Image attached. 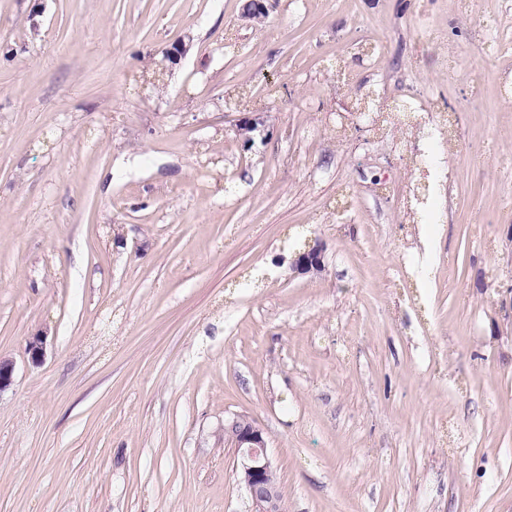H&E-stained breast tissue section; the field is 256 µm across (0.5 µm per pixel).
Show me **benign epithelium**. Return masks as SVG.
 <instances>
[{"mask_svg": "<svg viewBox=\"0 0 512 512\" xmlns=\"http://www.w3.org/2000/svg\"><path fill=\"white\" fill-rule=\"evenodd\" d=\"M261 125L258 115L246 112L237 131L249 143L251 134ZM291 268L303 273L321 270L322 248L315 245L298 253ZM224 435L234 444L240 457L239 481L247 493L251 512H284L283 495L264 431L247 417L235 416L224 422Z\"/></svg>", "mask_w": 512, "mask_h": 512, "instance_id": "1", "label": "benign epithelium"}]
</instances>
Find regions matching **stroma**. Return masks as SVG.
Wrapping results in <instances>:
<instances>
[{"mask_svg":"<svg viewBox=\"0 0 512 512\" xmlns=\"http://www.w3.org/2000/svg\"><path fill=\"white\" fill-rule=\"evenodd\" d=\"M243 3L0 0V512H512V0ZM291 268L298 272L321 271L323 268L322 248L319 245L312 246L299 252L293 260ZM224 436L240 457L239 481L251 512H284L283 495L264 431L245 416L224 421Z\"/></svg>","mask_w":512,"mask_h":512,"instance_id":"stroma-1","label":"stroma"}]
</instances>
